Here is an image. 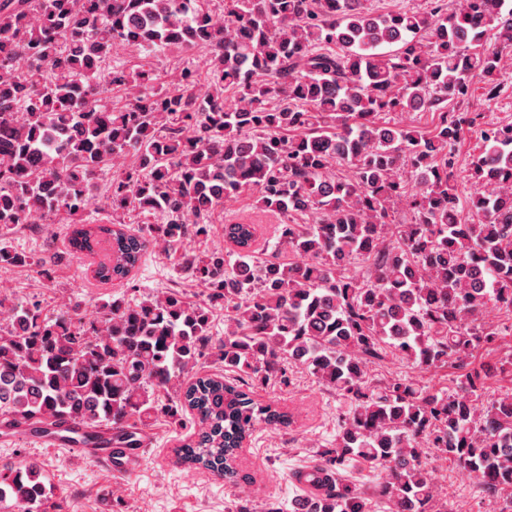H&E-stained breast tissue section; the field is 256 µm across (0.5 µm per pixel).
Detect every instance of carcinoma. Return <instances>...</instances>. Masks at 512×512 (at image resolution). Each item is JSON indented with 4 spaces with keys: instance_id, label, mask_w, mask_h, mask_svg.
I'll return each mask as SVG.
<instances>
[{
    "instance_id": "cac0c4a2",
    "label": "carcinoma",
    "mask_w": 512,
    "mask_h": 512,
    "mask_svg": "<svg viewBox=\"0 0 512 512\" xmlns=\"http://www.w3.org/2000/svg\"><path fill=\"white\" fill-rule=\"evenodd\" d=\"M366 2L224 0L220 14L211 0H0V267L52 280V263L9 238L65 224L71 255L108 241L95 279L129 281L149 249L207 237V217L243 193L282 215L276 247L294 255L257 264L258 225L238 222L224 225L233 249L184 256L204 288L196 301L114 293L90 317L78 303L49 315L1 297V427L79 432L120 471L162 416L188 430L182 463L236 483L253 431L291 424L253 388L301 368L347 403L335 444L305 472L320 487L309 512H369L354 466L383 474L372 495L384 512H441L430 454L512 512V389L488 394L512 383V346L485 320L512 312V122L459 111L476 79L497 97L512 0L384 13ZM118 43L148 57L206 50V89L189 66L167 90L151 66L111 65ZM417 112L432 125L407 122ZM472 128L482 147L463 200L455 146ZM103 176L108 207L141 227L92 215ZM389 354L456 370L457 389L373 379ZM8 500L60 508L39 464L1 459Z\"/></svg>"
}]
</instances>
